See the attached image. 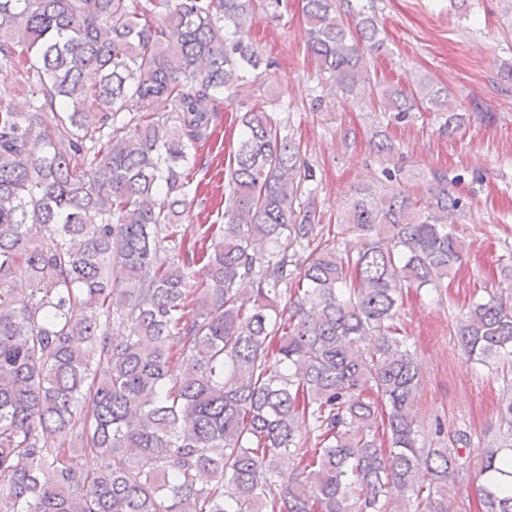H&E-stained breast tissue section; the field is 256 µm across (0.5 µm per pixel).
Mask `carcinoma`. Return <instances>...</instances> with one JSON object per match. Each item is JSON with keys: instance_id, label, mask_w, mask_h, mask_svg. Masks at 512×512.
<instances>
[{"instance_id": "cac0c4a2", "label": "carcinoma", "mask_w": 512, "mask_h": 512, "mask_svg": "<svg viewBox=\"0 0 512 512\" xmlns=\"http://www.w3.org/2000/svg\"><path fill=\"white\" fill-rule=\"evenodd\" d=\"M280 2L0 0V73H26L24 102L0 105V512H451L472 486L482 512H512L494 481L512 479V396L477 472L465 429L418 443L422 371L395 319L405 291L440 295L463 264L447 171L428 170L421 194L398 168L361 184L340 226L364 243L343 249L314 233V203L296 221L300 147L251 108L224 223L182 242L195 151L218 119L202 104L270 67L249 21ZM336 2L304 6L336 96L461 128L433 82L371 80L377 17L354 10L350 30ZM130 101L142 114L128 119ZM292 234L318 243L285 300ZM455 332L467 360L512 362L501 297L473 301Z\"/></svg>"}]
</instances>
